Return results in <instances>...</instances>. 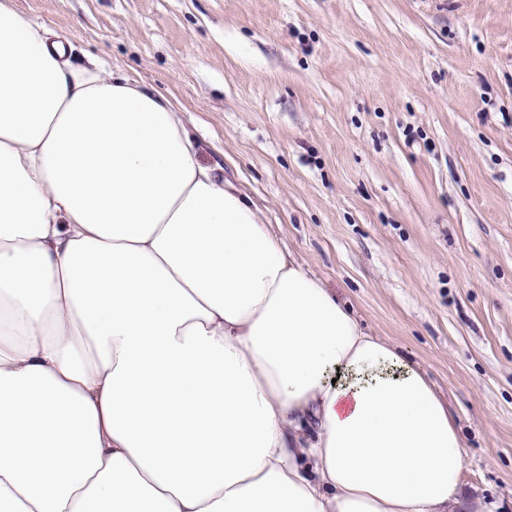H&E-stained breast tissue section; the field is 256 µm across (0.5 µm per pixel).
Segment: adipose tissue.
<instances>
[{"label":"adipose tissue","instance_id":"obj_1","mask_svg":"<svg viewBox=\"0 0 512 512\" xmlns=\"http://www.w3.org/2000/svg\"><path fill=\"white\" fill-rule=\"evenodd\" d=\"M464 455L157 90L0 0V512H491Z\"/></svg>","mask_w":512,"mask_h":512}]
</instances>
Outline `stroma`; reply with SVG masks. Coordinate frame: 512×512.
Listing matches in <instances>:
<instances>
[{
    "label": "stroma",
    "mask_w": 512,
    "mask_h": 512,
    "mask_svg": "<svg viewBox=\"0 0 512 512\" xmlns=\"http://www.w3.org/2000/svg\"><path fill=\"white\" fill-rule=\"evenodd\" d=\"M201 160L446 399L512 512V0H10Z\"/></svg>",
    "instance_id": "1"
}]
</instances>
